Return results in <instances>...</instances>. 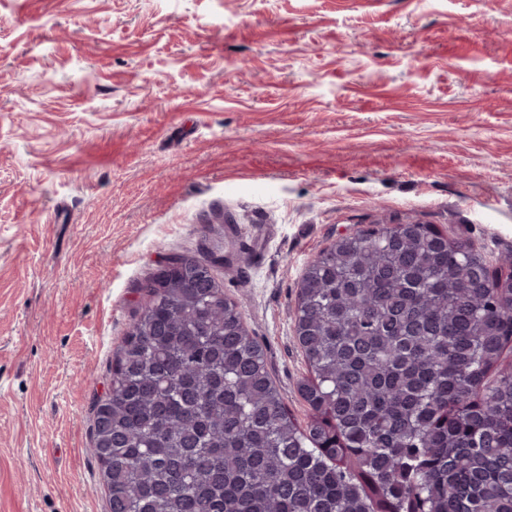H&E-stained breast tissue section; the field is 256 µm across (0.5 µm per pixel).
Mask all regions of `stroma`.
Returning a JSON list of instances; mask_svg holds the SVG:
<instances>
[{
  "mask_svg": "<svg viewBox=\"0 0 512 512\" xmlns=\"http://www.w3.org/2000/svg\"><path fill=\"white\" fill-rule=\"evenodd\" d=\"M419 222L512 274V0H0V512H108L92 407L175 254L290 414L297 284Z\"/></svg>",
  "mask_w": 512,
  "mask_h": 512,
  "instance_id": "stroma-1",
  "label": "stroma"
}]
</instances>
